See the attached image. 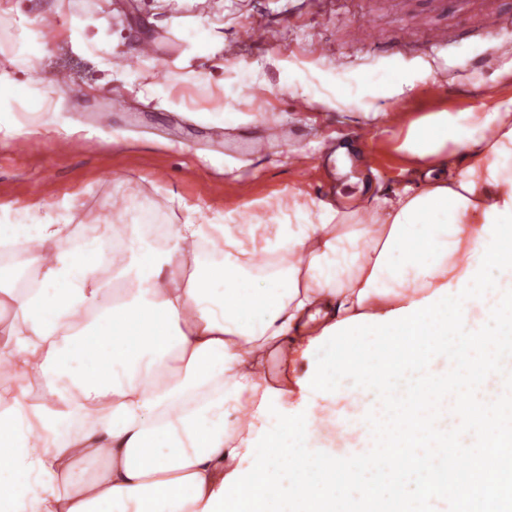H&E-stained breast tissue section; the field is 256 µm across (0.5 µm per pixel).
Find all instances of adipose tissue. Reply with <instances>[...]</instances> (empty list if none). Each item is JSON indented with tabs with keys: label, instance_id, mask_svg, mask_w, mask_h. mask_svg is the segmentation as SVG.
<instances>
[{
	"label": "adipose tissue",
	"instance_id": "ef3b65f1",
	"mask_svg": "<svg viewBox=\"0 0 512 512\" xmlns=\"http://www.w3.org/2000/svg\"><path fill=\"white\" fill-rule=\"evenodd\" d=\"M412 85L396 69L339 75L321 102L362 111ZM44 99L0 77V131L50 128ZM398 149L425 182L375 224L320 200L271 224H174L132 199L119 227L0 207V512H225L283 484L326 495V470L286 483L283 463L310 462L329 430L308 403L340 388L341 351L476 335L470 310L497 314L512 276V107L430 113ZM263 259L273 273L254 275ZM91 459L102 467L77 479Z\"/></svg>",
	"mask_w": 512,
	"mask_h": 512
}]
</instances>
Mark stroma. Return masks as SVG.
<instances>
[{
  "label": "stroma",
  "mask_w": 512,
  "mask_h": 512,
  "mask_svg": "<svg viewBox=\"0 0 512 512\" xmlns=\"http://www.w3.org/2000/svg\"><path fill=\"white\" fill-rule=\"evenodd\" d=\"M504 19L495 41L484 36V15ZM104 19L87 35L109 54L78 49L69 31L86 13ZM0 14L29 26L54 17L42 31L46 50L26 67L14 59L11 31H0V75L39 81L55 107L51 132H0V206L29 207L43 219L73 203L75 223H125L124 198L173 223L230 214L243 222H272L279 203L318 195L316 167L327 131L371 127L363 152H349L336 172L343 213L379 219L378 198L417 183L419 170L396 149L408 124L430 112H484L512 100V0H0ZM215 34L209 55L189 39L197 27ZM263 27L280 32L259 42ZM448 42L431 52L430 29ZM337 53L321 54L324 42ZM152 56L142 57L144 44ZM336 73L398 69L413 90L374 101L375 120L311 101L282 87L286 65ZM256 75L225 98L224 84ZM127 98L125 110L112 98ZM238 114L236 123L220 113ZM270 124L286 140L255 158L240 150Z\"/></svg>",
  "instance_id": "obj_1"
}]
</instances>
